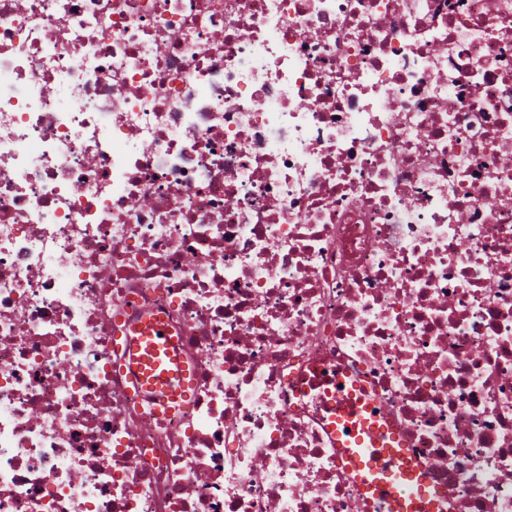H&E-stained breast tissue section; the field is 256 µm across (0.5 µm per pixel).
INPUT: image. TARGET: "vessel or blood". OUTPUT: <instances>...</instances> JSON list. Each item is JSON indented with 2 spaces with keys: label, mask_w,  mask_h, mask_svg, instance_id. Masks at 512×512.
Returning a JSON list of instances; mask_svg holds the SVG:
<instances>
[{
  "label": "vessel or blood",
  "mask_w": 512,
  "mask_h": 512,
  "mask_svg": "<svg viewBox=\"0 0 512 512\" xmlns=\"http://www.w3.org/2000/svg\"><path fill=\"white\" fill-rule=\"evenodd\" d=\"M141 331L133 340L131 360L144 389L158 392L163 402L181 401L186 396L188 372L171 337L155 319L146 321ZM382 417L375 409L369 420L357 425L343 411L333 412V426L347 445L345 457L351 469L363 480L370 498L384 504L388 512H440L429 481L419 474L405 451L390 444Z\"/></svg>",
  "instance_id": "obj_1"
}]
</instances>
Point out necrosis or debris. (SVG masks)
Wrapping results in <instances>:
<instances>
[{"label": "necrosis or debris", "mask_w": 512, "mask_h": 512, "mask_svg": "<svg viewBox=\"0 0 512 512\" xmlns=\"http://www.w3.org/2000/svg\"><path fill=\"white\" fill-rule=\"evenodd\" d=\"M339 390L512 512V0H0V512H359ZM141 331L142 336L133 340L131 360L143 388L147 391H160L157 397L164 405H167L168 400H187L185 378L188 372L178 355L174 354L176 351L171 336H167L163 324L155 319L146 321ZM172 379L178 381L177 388H173Z\"/></svg>", "instance_id": "necrosis-or-debris-1"}]
</instances>
